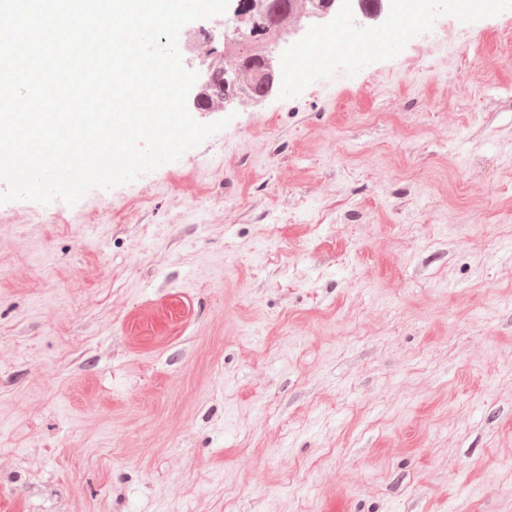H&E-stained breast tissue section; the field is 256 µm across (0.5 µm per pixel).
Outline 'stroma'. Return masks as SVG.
I'll return each mask as SVG.
<instances>
[{"mask_svg":"<svg viewBox=\"0 0 512 512\" xmlns=\"http://www.w3.org/2000/svg\"><path fill=\"white\" fill-rule=\"evenodd\" d=\"M459 23L0 204V512H512V0Z\"/></svg>","mask_w":512,"mask_h":512,"instance_id":"obj_1","label":"stroma"}]
</instances>
